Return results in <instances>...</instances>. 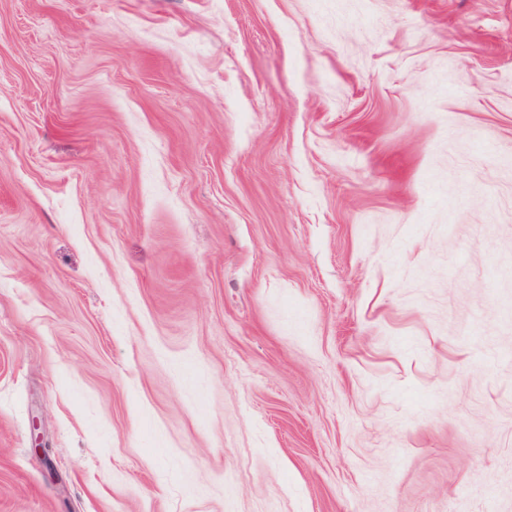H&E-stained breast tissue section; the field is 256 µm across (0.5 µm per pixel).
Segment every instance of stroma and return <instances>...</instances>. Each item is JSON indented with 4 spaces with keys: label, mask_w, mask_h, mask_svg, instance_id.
<instances>
[{
    "label": "stroma",
    "mask_w": 512,
    "mask_h": 512,
    "mask_svg": "<svg viewBox=\"0 0 512 512\" xmlns=\"http://www.w3.org/2000/svg\"><path fill=\"white\" fill-rule=\"evenodd\" d=\"M0 512H512V0H0Z\"/></svg>",
    "instance_id": "1"
}]
</instances>
